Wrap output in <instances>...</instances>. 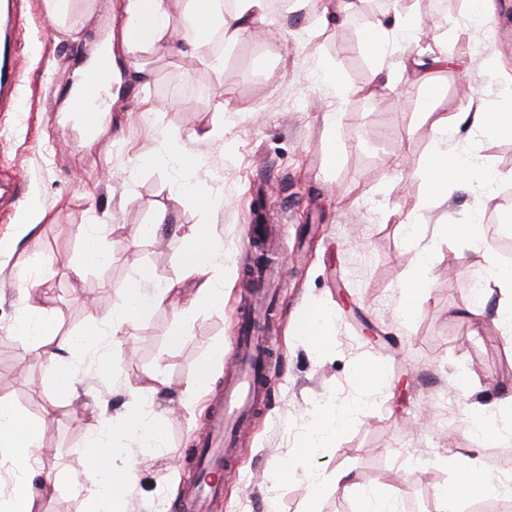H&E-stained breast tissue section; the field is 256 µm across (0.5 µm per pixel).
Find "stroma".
<instances>
[{
  "label": "stroma",
  "mask_w": 512,
  "mask_h": 512,
  "mask_svg": "<svg viewBox=\"0 0 512 512\" xmlns=\"http://www.w3.org/2000/svg\"><path fill=\"white\" fill-rule=\"evenodd\" d=\"M493 38L468 34L467 0H448L443 19L429 0H416L430 49L473 55L468 71L441 75L439 112L448 116L449 145L461 157L512 173V136L482 137L461 115L468 102L504 104L512 89V0H497ZM29 31L15 48L27 61L21 114L0 112V177L21 174L26 195L44 216L36 225L0 223V400L12 403L42 431L38 512H85L88 492L78 480L86 465L91 425L111 426L132 405L129 390L150 378L165 440L150 452L129 494L130 512H174L178 485L189 476L197 443L207 431L212 399L222 394L225 363L236 352L254 285L252 265L259 226L284 270L277 282V316L266 336L278 356L269 410L257 414L225 469L220 512H359L358 489L394 486L415 512H435L439 494L453 487L474 460L495 466L511 448L488 446L467 433L479 406L512 399V335L499 325L507 301L484 294L483 326L471 315L472 284L481 269L457 238L439 236L440 224H467L477 216L507 221L512 213L478 183L452 189L445 200L424 197L421 169L434 132L417 107L402 42L382 60L363 45L359 27H326L318 12L273 16L286 42L281 56L261 68L253 59L264 41L251 35L225 50L218 66L187 67L177 56L150 54L148 75L122 45L123 0H76L66 28L41 40L48 23L43 0H26ZM111 46L112 108L103 131L87 138L67 105L76 72L98 46ZM332 68L335 84L320 80ZM200 131L190 141L204 158L194 180L209 186L219 208L198 213L180 192L175 165L138 169L137 157L160 150L172 132ZM335 157H328V145ZM167 215V249L156 253L145 225ZM105 226L107 261L82 268L79 226ZM213 225L230 262L224 304L193 314L183 342L168 343L173 314L184 296L125 328L119 341L102 339L96 354L68 349L69 340L108 321L117 290L141 266L192 286L179 266L180 227ZM429 251V284L402 315V281ZM46 271L38 293L63 363L80 364L90 394L75 401L57 391L52 374L23 358L13 331L25 270ZM319 304L335 323L325 343L301 335L305 310ZM224 365L194 398L186 388L215 348ZM107 354L116 372L100 370ZM350 410L343 430L312 455L300 457L301 438L325 416L329 403ZM350 471L357 491L336 489V470ZM321 478L320 494L306 479Z\"/></svg>",
  "instance_id": "1"
}]
</instances>
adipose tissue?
Instances as JSON below:
<instances>
[{
	"mask_svg": "<svg viewBox=\"0 0 512 512\" xmlns=\"http://www.w3.org/2000/svg\"><path fill=\"white\" fill-rule=\"evenodd\" d=\"M409 4H402L391 17L376 16L366 25L364 43L374 57H382L395 39L405 43L418 41L420 29L409 15ZM126 20L121 37L131 55L152 53L167 48H180L195 53L206 44L213 31H221L225 46L241 41L258 24L269 17V0H235L233 10L222 13L215 0H185L183 24H176L170 0H127ZM471 59L465 55L449 56L447 51L433 52L428 60L412 59L410 74L413 83L428 90L437 88L441 72L468 68ZM435 132L429 162L422 177L425 196L430 201L447 197L453 185L475 180L486 184L503 182L499 172H488L483 166H463L459 156L449 148L442 136L448 127L447 115L435 108L424 111ZM439 232L468 243L471 259L485 274V285L512 293V268L483 253L479 247L485 236L479 222L442 224ZM184 247L180 264L186 274L199 276L200 281L187 307L173 316L169 332L171 345L180 344L187 332L190 316L197 310L221 305L224 301V250L219 245L211 225L194 224L183 228ZM174 281L164 278L155 269L143 267L131 275L119 288L120 301L107 327L87 330L81 349L91 351L102 335L118 336L148 311L161 306L174 291ZM14 331L28 342V356L40 360L52 373L57 389L74 398L80 397L78 374L73 366L61 365L51 349V324L43 308L33 299H26L14 323ZM123 424L112 427L91 426L88 433L87 466L83 481L89 492L87 512H128L127 501L132 485L138 478L143 462L141 455L119 453L113 448L115 434ZM40 441V430L31 424L12 404L0 402V451L7 461L14 481L6 507L0 512H37L32 482L40 470L41 461L34 449Z\"/></svg>",
	"mask_w": 512,
	"mask_h": 512,
	"instance_id": "adipose-tissue-1",
	"label": "adipose tissue"
}]
</instances>
